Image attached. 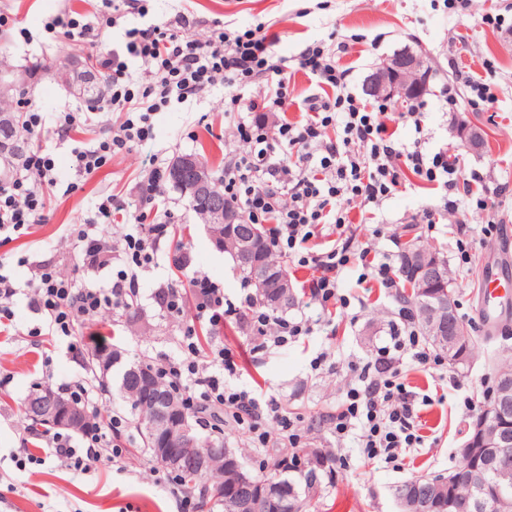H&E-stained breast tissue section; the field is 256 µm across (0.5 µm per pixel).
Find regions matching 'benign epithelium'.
<instances>
[{
	"mask_svg": "<svg viewBox=\"0 0 512 512\" xmlns=\"http://www.w3.org/2000/svg\"><path fill=\"white\" fill-rule=\"evenodd\" d=\"M422 66L421 58L410 52L401 51L390 58L373 72L367 79L365 91L373 98L391 100L396 96L407 97L415 95L418 84L415 78ZM27 79L22 69H0V91L7 92L14 85ZM460 136L464 146L470 151L482 148L484 131L478 127L463 128ZM171 183L193 199L204 198L207 201L206 214L209 223L224 225V235L219 246H231L236 259L243 266L252 262L255 236L249 226L242 223L241 216L235 208L224 201V196L215 192L206 168L193 156L182 155L170 165ZM409 265L414 275L423 282H433L442 278V270L438 263L425 258L423 253L412 250L409 255ZM291 289L288 279L280 276L279 292L265 299V302L275 308H281L288 303ZM453 298L448 303L428 305L424 309L423 324L433 336H456L460 327L451 318ZM121 355L116 350H108L97 354V367L102 376H107L112 367L120 361ZM127 393L139 401L144 410L146 429L156 439L154 453L157 459L172 469H194L206 471L211 465L210 457L196 452V442L189 435L187 420L175 414L168 394L159 389L154 379L145 372L132 367L125 373ZM30 416L42 418L54 426L69 430L87 420L84 410L67 400L62 393L52 390H40L28 395L25 401ZM495 408L500 417H505L512 409V378L505 376L500 380L496 395ZM512 438L509 437L506 425L495 429L486 425L482 419L473 423L470 435L464 440L458 453L473 456L486 449H493L499 460L498 471L503 480L512 476L509 460L512 454ZM235 469L234 499L237 512H260L264 504L283 496L282 489L277 486L264 487L254 481L231 458ZM436 482L427 480L422 487L416 489V498L423 512H431L434 508L433 492Z\"/></svg>",
	"mask_w": 512,
	"mask_h": 512,
	"instance_id": "benign-epithelium-1",
	"label": "benign epithelium"
}]
</instances>
